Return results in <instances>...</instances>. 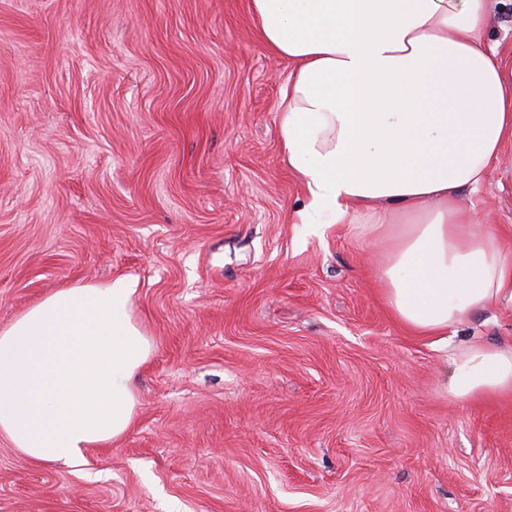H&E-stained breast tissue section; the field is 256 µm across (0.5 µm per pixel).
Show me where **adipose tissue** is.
Here are the masks:
<instances>
[{
  "label": "adipose tissue",
  "instance_id": "adipose-tissue-1",
  "mask_svg": "<svg viewBox=\"0 0 512 512\" xmlns=\"http://www.w3.org/2000/svg\"><path fill=\"white\" fill-rule=\"evenodd\" d=\"M262 44L294 62L279 132L305 185L301 223L354 225L383 248L377 285L407 330L448 331L512 302L503 236L459 206L512 144V63L485 39L488 0H249ZM137 284L75 285L0 330V437L76 466L130 429L151 344ZM449 398L512 395V347L453 353Z\"/></svg>",
  "mask_w": 512,
  "mask_h": 512
}]
</instances>
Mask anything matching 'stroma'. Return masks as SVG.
<instances>
[{"label": "stroma", "mask_w": 512, "mask_h": 512, "mask_svg": "<svg viewBox=\"0 0 512 512\" xmlns=\"http://www.w3.org/2000/svg\"><path fill=\"white\" fill-rule=\"evenodd\" d=\"M294 69L248 0H0V329L126 276L152 346L84 471L0 438V512H512V397L449 399L373 247L299 222ZM459 204L512 257V144ZM474 336L511 347L512 304Z\"/></svg>", "instance_id": "1"}]
</instances>
